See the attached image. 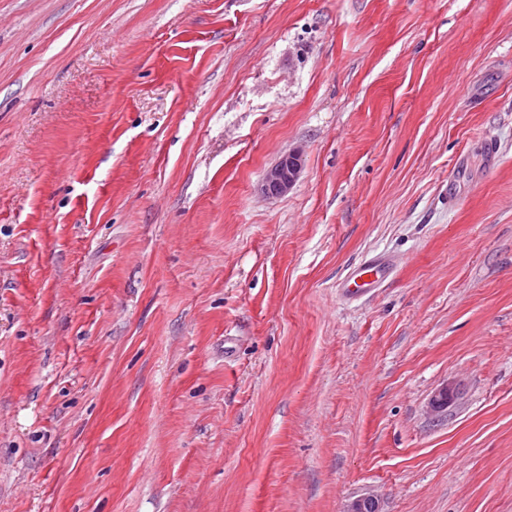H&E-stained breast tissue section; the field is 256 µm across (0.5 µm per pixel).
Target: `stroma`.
I'll list each match as a JSON object with an SVG mask.
<instances>
[{
    "mask_svg": "<svg viewBox=\"0 0 512 512\" xmlns=\"http://www.w3.org/2000/svg\"><path fill=\"white\" fill-rule=\"evenodd\" d=\"M368 495L512 512V0H0V512ZM302 153L294 149L283 155L265 172L261 191L268 196H279L288 192L301 172ZM390 268L389 262L369 259L355 267L340 284L343 295L353 296L371 291L385 278Z\"/></svg>",
    "mask_w": 512,
    "mask_h": 512,
    "instance_id": "1",
    "label": "stroma"
}]
</instances>
